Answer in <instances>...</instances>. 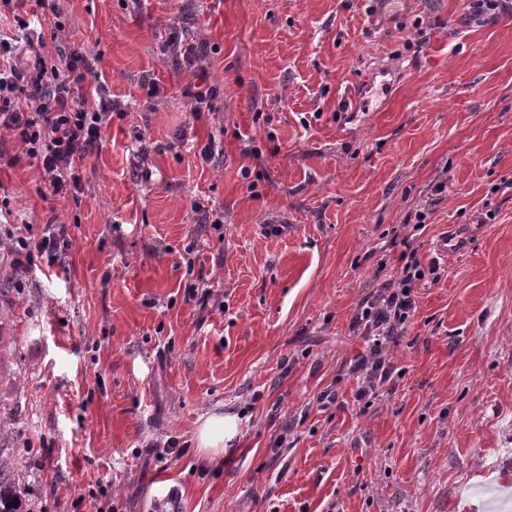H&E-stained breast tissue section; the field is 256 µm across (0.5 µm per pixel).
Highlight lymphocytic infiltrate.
Masks as SVG:
<instances>
[{
  "label": "lymphocytic infiltrate",
  "instance_id": "1",
  "mask_svg": "<svg viewBox=\"0 0 512 512\" xmlns=\"http://www.w3.org/2000/svg\"><path fill=\"white\" fill-rule=\"evenodd\" d=\"M46 39L29 38L21 46L0 39V128L12 132L23 154L35 160L45 190L75 197L83 186L81 164L100 149L101 128L118 106L101 81L97 58L74 50L52 61L44 52ZM401 244L399 275L366 299L352 319L366 342L364 354L350 367L360 401L391 382L394 369L386 347L403 336L415 313L419 282L438 271L434 264L422 267L413 237ZM69 247L61 227L38 241L20 238L12 245L27 259L43 257L51 265L64 260Z\"/></svg>",
  "mask_w": 512,
  "mask_h": 512
}]
</instances>
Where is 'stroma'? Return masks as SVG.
<instances>
[{
  "mask_svg": "<svg viewBox=\"0 0 512 512\" xmlns=\"http://www.w3.org/2000/svg\"><path fill=\"white\" fill-rule=\"evenodd\" d=\"M63 7L61 49L100 54L125 114L76 200L45 195L0 130V232L54 222L71 244L43 270L0 245L20 378L0 424L26 512H512V11ZM174 31L219 47L196 121ZM447 232L465 246L442 257ZM410 233L440 278L364 404L351 320ZM217 413L238 425L214 462L195 435ZM185 97L191 99L190 117L197 120L201 112H211L214 109V102L219 96L218 90L215 86L201 87L193 84V91L188 89L183 90Z\"/></svg>",
  "mask_w": 512,
  "mask_h": 512,
  "instance_id": "stroma-1",
  "label": "stroma"
}]
</instances>
